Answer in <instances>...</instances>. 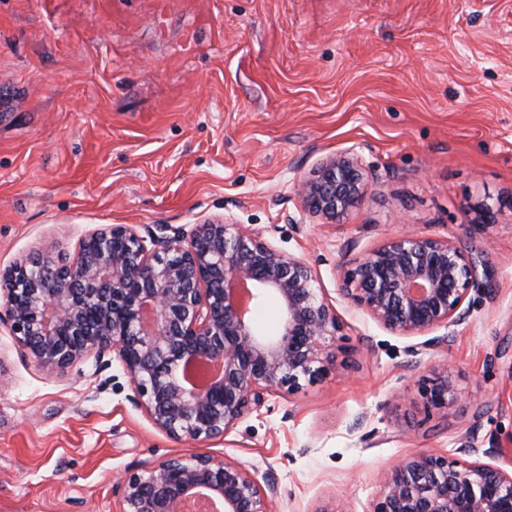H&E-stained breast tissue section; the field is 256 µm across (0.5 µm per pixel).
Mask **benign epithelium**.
<instances>
[{"label":"benign epithelium","instance_id":"7a95c632","mask_svg":"<svg viewBox=\"0 0 512 512\" xmlns=\"http://www.w3.org/2000/svg\"><path fill=\"white\" fill-rule=\"evenodd\" d=\"M371 166L354 151L325 159L298 181L304 210L339 224L362 205ZM486 265L446 238L404 234L355 258L342 291L387 331L418 335L457 325ZM268 295L282 326L268 334L253 308ZM38 365L64 371L107 353L130 378L136 404L159 431L195 441L223 438L245 414L324 371L342 339L333 308L299 256L224 218L187 231L157 225L145 240L129 224L89 233L69 257L45 255L0 269V323ZM219 376L189 382L193 366ZM422 395L448 412L459 391L448 367L433 369ZM415 453L381 475L371 512H512V473L464 456ZM241 462L207 452L169 458L115 486L119 512H183L198 497L218 512H272Z\"/></svg>","mask_w":512,"mask_h":512}]
</instances>
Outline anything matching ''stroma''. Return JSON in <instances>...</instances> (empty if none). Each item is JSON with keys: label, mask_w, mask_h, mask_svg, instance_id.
<instances>
[{"label": "stroma", "mask_w": 512, "mask_h": 512, "mask_svg": "<svg viewBox=\"0 0 512 512\" xmlns=\"http://www.w3.org/2000/svg\"><path fill=\"white\" fill-rule=\"evenodd\" d=\"M350 149L378 176L363 206L304 213L296 181ZM224 215L308 262L346 355L199 442L154 428L111 356L50 370L0 324V512H119L121 477L195 452L274 484L273 512H371L419 452L512 470V0H0V267ZM407 231L489 271L431 347L341 291ZM441 365L444 416L421 395ZM422 395L427 408L439 413H448V408L459 398V391L447 366L433 369V377L426 379L422 386Z\"/></svg>", "instance_id": "obj_1"}]
</instances>
